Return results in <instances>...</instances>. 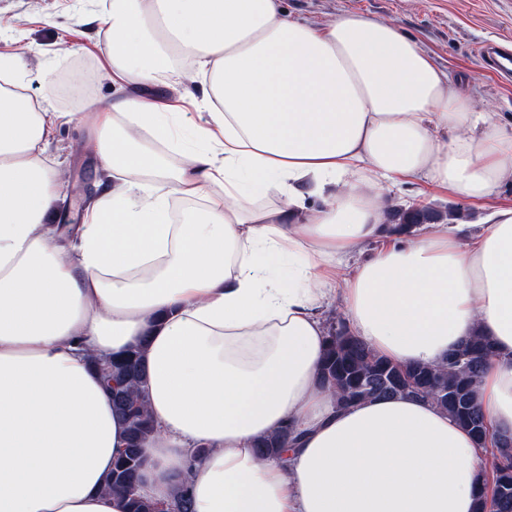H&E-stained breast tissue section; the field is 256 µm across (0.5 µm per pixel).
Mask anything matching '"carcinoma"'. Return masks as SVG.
<instances>
[{"mask_svg": "<svg viewBox=\"0 0 512 512\" xmlns=\"http://www.w3.org/2000/svg\"><path fill=\"white\" fill-rule=\"evenodd\" d=\"M464 218L461 209L455 207L444 210L427 206L404 209L394 205L387 209L389 224H438L445 221L452 224ZM491 353L489 339L476 332L440 364L402 367L376 354L354 334L335 329L327 341L320 383L332 390L341 408L353 404L349 398L353 388L370 381L376 387L361 395L362 401L402 396L429 399L468 428L480 442L482 435L476 431L473 421V418L481 417L476 406V388ZM100 367L112 396L113 410L127 427V448L113 463L105 488L124 493L128 512H157L158 505L139 493L137 481L143 466L141 442L153 430L152 418L146 408V375L140 362V352L132 350L122 358L100 363ZM393 370L404 375L402 386L389 392L380 390L388 383V373ZM450 391L462 394L468 410H463L448 398ZM287 440L288 429L285 428L262 438L257 444V451L262 457H275L285 451Z\"/></svg>", "mask_w": 512, "mask_h": 512, "instance_id": "obj_1", "label": "carcinoma"}]
</instances>
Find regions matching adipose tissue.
Returning <instances> with one entry per match:
<instances>
[{"instance_id": "1", "label": "adipose tissue", "mask_w": 512, "mask_h": 512, "mask_svg": "<svg viewBox=\"0 0 512 512\" xmlns=\"http://www.w3.org/2000/svg\"><path fill=\"white\" fill-rule=\"evenodd\" d=\"M102 71L141 95L50 112L0 55V512H127L126 446L95 360L141 347V495L193 512H476L487 449L410 397L341 409L315 314L404 365L473 332L481 413L512 438V129L394 24L317 25L283 0H112ZM202 98L167 102L184 77ZM205 111L186 123L188 109ZM89 124L112 179L55 221L57 125ZM389 185L483 206L481 224L387 223ZM287 275H277L279 266ZM291 425L284 459L257 440Z\"/></svg>"}]
</instances>
